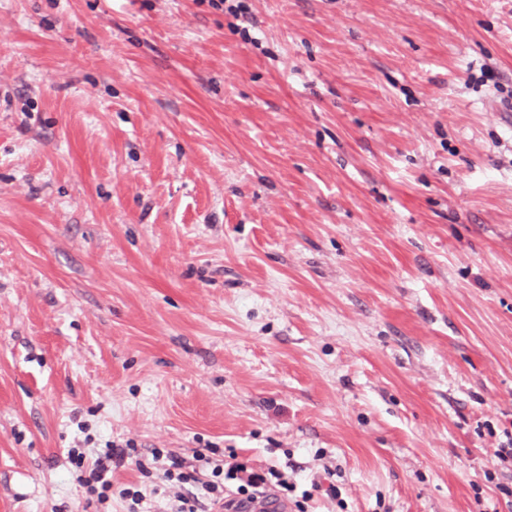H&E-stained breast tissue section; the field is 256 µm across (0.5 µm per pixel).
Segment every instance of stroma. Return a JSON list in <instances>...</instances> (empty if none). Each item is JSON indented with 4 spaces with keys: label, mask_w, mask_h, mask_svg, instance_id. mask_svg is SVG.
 Segmentation results:
<instances>
[{
    "label": "stroma",
    "mask_w": 512,
    "mask_h": 512,
    "mask_svg": "<svg viewBox=\"0 0 512 512\" xmlns=\"http://www.w3.org/2000/svg\"><path fill=\"white\" fill-rule=\"evenodd\" d=\"M508 431L512 0H0V512L109 441L512 512Z\"/></svg>",
    "instance_id": "35a3bbf8"
}]
</instances>
